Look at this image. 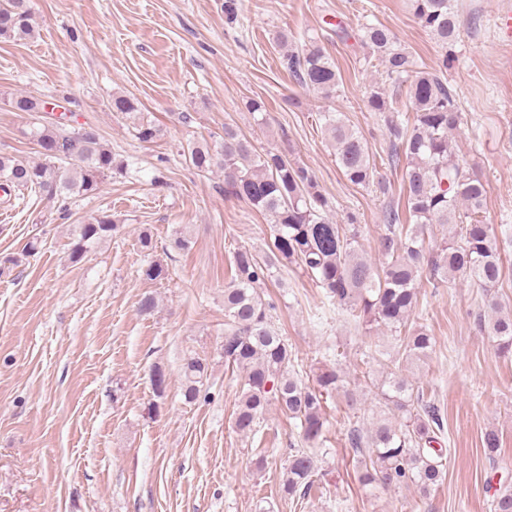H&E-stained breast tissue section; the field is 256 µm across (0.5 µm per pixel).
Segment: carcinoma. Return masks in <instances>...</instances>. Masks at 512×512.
<instances>
[{
  "label": "carcinoma",
  "mask_w": 512,
  "mask_h": 512,
  "mask_svg": "<svg viewBox=\"0 0 512 512\" xmlns=\"http://www.w3.org/2000/svg\"><path fill=\"white\" fill-rule=\"evenodd\" d=\"M418 23L445 51L458 38L454 0H409ZM37 22L29 0H0V39L21 40L34 34ZM284 50L288 71L298 83L326 99L336 96V65L319 46L297 49L288 33L276 36ZM363 43L383 67L385 81L405 88L413 118L391 110L385 88L370 90L367 106L383 118L390 152L389 167L402 169L405 210L390 205L384 212L380 237L382 261L374 264L363 253L357 217L349 214L340 224L330 214L329 202L309 170L278 149L258 151L236 129L224 127V136L190 143L181 156L200 173L224 174V196L243 200L270 223L273 240L261 257L246 247L233 254L234 275L224 287V364L240 371L243 381L233 414V428L241 435L256 431L268 406L275 405L288 418L300 422L303 439L318 444L326 423L325 403L343 395L354 410L357 399L344 390L339 370L324 365L314 372V383L304 385L295 370V354L275 327L273 304L265 301L260 285L274 277L278 266L299 269L324 290L327 301L352 317L370 333L384 328L391 333L395 356L389 372L377 384L375 399L380 418L363 431L354 429L349 444L357 454L358 481L375 490L414 489L425 497L445 478L447 449L438 448L444 426L434 401L425 398L418 380L403 374V364L425 362L435 348V338L415 319L421 288L419 277L470 282L488 293L502 280L504 260L495 232L482 223L488 187L466 174L464 163L451 150L449 135L459 129L461 113L454 91L438 74L413 70L409 54L396 45L382 24L364 26ZM15 112L29 116L30 134L39 147L36 161L0 154V191L30 189L58 204L69 218L77 197L93 195L104 181L128 173V163L104 144L100 134L83 126L48 121L42 116L44 100L19 93L8 98ZM112 111L131 115L139 111L137 99L112 96ZM323 128L336 150L344 176L354 185L371 182L376 163L363 136L337 112L322 115ZM161 129L152 122L135 126V138L150 143ZM413 221L403 224V214ZM438 224L452 225L460 234L442 237L431 247L425 233ZM118 231L112 214L101 211L70 229L69 259L83 260L87 253ZM490 315L477 316L481 332L496 343L498 354L512 356V311H503L493 296L487 300ZM209 363L195 355L183 358L182 395L187 404L200 397ZM151 384L163 397L167 373L155 364ZM318 467L316 455L298 448L283 463L282 492L305 498L313 489ZM491 512H512V486L496 490Z\"/></svg>",
  "instance_id": "carcinoma-1"
}]
</instances>
